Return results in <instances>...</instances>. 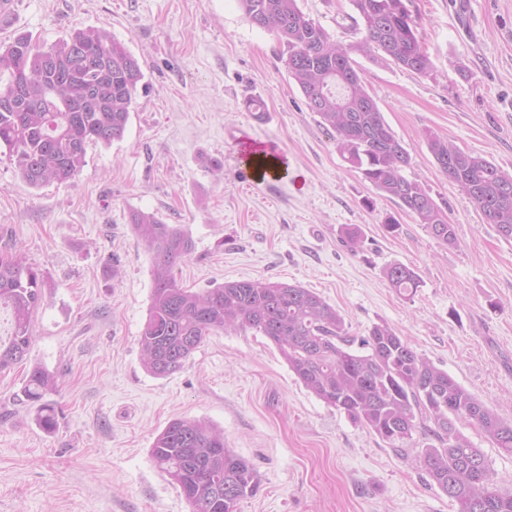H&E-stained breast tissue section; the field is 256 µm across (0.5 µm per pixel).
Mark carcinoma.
Returning a JSON list of instances; mask_svg holds the SVG:
<instances>
[{
	"mask_svg": "<svg viewBox=\"0 0 512 512\" xmlns=\"http://www.w3.org/2000/svg\"><path fill=\"white\" fill-rule=\"evenodd\" d=\"M248 21L287 45L288 75L330 132L341 157L381 196L398 201L444 245L455 228L425 186L406 175L412 156L368 93L354 55L418 74L433 68L405 0H351L361 38L345 45L306 18L297 0H238ZM0 154L33 189L59 185L85 166L87 148L123 138L133 96L143 79L139 61L112 34L77 29L50 44L18 34L0 41ZM427 149L448 180L479 208L486 223L512 238V174L433 133ZM128 223L153 259L148 317L138 343L144 369L168 377L183 368L211 333L251 329L278 350L304 387L389 443L403 456L404 441L427 440L413 457L456 512H512L483 451L460 431L478 428L512 455V422L502 419L448 372L418 354L391 326L350 333L343 315L299 285L245 280L203 292L183 287L174 266L194 249L190 234L153 213L132 210ZM396 292L413 295L417 273L402 263L383 271ZM43 276L24 260L0 256V308L11 312L12 333L0 342V370L30 352L32 315L44 293ZM57 379L42 365L28 372L24 395L38 405L39 426L56 429L55 408L44 402ZM158 469L179 487L190 512H238L257 488L253 466L231 450L224 433L194 419H174L150 448Z\"/></svg>",
	"mask_w": 512,
	"mask_h": 512,
	"instance_id": "1",
	"label": "carcinoma"
}]
</instances>
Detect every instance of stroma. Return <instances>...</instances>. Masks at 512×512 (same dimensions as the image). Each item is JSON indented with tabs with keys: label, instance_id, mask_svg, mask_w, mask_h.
Returning <instances> with one entry per match:
<instances>
[{
	"label": "stroma",
	"instance_id": "1",
	"mask_svg": "<svg viewBox=\"0 0 512 512\" xmlns=\"http://www.w3.org/2000/svg\"><path fill=\"white\" fill-rule=\"evenodd\" d=\"M433 68L420 75L359 57L361 76L418 179L456 231L448 246L379 195L339 155L289 77L287 46L253 26L238 0H14L19 33L53 43L104 28L138 59L122 140L89 147L67 184L28 187L0 155V254L21 253L45 281L30 363L58 379L43 430L0 372V512H188L150 448L175 418L223 430L259 478L238 512H453L412 461L308 391L253 330L208 336L178 372L147 373L138 343L152 257L128 215L182 225L194 241L174 274L204 291L228 281L297 284L351 333L387 323L502 418L512 420V239L439 171L425 134L512 173V0H406ZM344 43L359 40L350 0H298ZM285 164L271 179L246 146ZM396 230H389V220ZM358 226L359 251L341 230ZM394 262L421 278L390 288ZM383 274L391 288H394L400 294L414 295L421 286L417 273L402 263L388 265Z\"/></svg>",
	"mask_w": 512,
	"mask_h": 512
}]
</instances>
